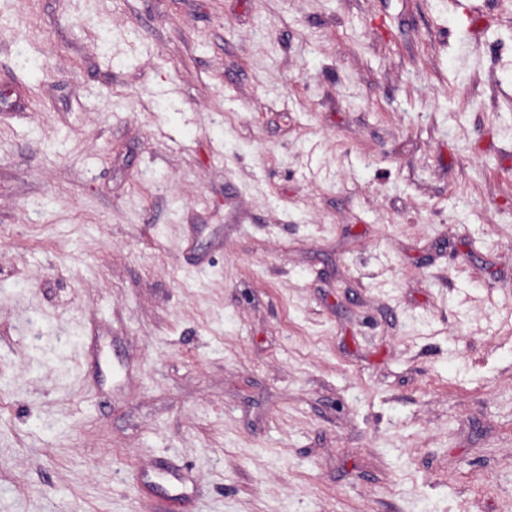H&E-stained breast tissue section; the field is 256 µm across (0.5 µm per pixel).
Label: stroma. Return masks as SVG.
Returning a JSON list of instances; mask_svg holds the SVG:
<instances>
[{
	"label": "stroma",
	"mask_w": 512,
	"mask_h": 512,
	"mask_svg": "<svg viewBox=\"0 0 512 512\" xmlns=\"http://www.w3.org/2000/svg\"><path fill=\"white\" fill-rule=\"evenodd\" d=\"M0 512H512V0H0Z\"/></svg>",
	"instance_id": "stroma-1"
}]
</instances>
